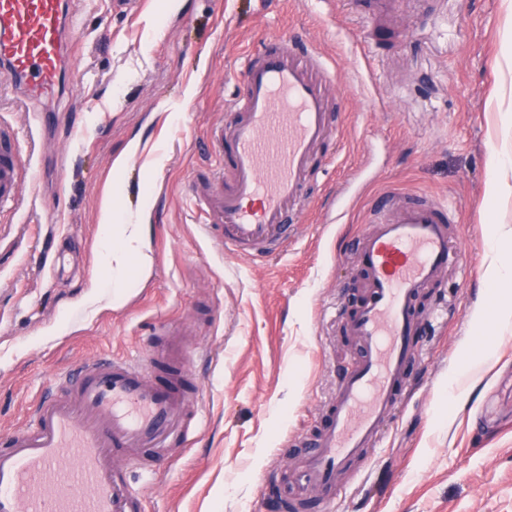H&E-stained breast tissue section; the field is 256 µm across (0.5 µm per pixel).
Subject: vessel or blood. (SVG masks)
I'll list each match as a JSON object with an SVG mask.
<instances>
[{
	"instance_id": "vessel-or-blood-1",
	"label": "vessel or blood",
	"mask_w": 512,
	"mask_h": 512,
	"mask_svg": "<svg viewBox=\"0 0 512 512\" xmlns=\"http://www.w3.org/2000/svg\"><path fill=\"white\" fill-rule=\"evenodd\" d=\"M75 28L65 0H0V88L28 106L59 97ZM318 57L286 40L250 52L241 92L227 106L231 120L210 131L219 165L190 193L206 233L226 252L256 260L288 246L316 150L338 133L326 81L305 65ZM22 178L12 134L0 128V208L15 205ZM454 220L429 196L397 206L385 197L375 206L373 229L356 246L367 290L341 319L359 357L331 395L322 430L290 456L277 488L283 501L329 504L341 472L378 441L420 355L414 304L442 281ZM169 360L154 349L136 358L97 356L76 378H64L68 399L47 393L37 400L29 425L0 437V512H140L131 472L155 476L197 423L184 387L188 371L155 379Z\"/></svg>"
}]
</instances>
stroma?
<instances>
[{
  "label": "stroma",
  "mask_w": 512,
  "mask_h": 512,
  "mask_svg": "<svg viewBox=\"0 0 512 512\" xmlns=\"http://www.w3.org/2000/svg\"><path fill=\"white\" fill-rule=\"evenodd\" d=\"M71 0L72 91L33 113L0 100L26 173L0 216V436L25 427L56 380L96 355L133 357L150 339L196 360L202 419L139 487L144 512H293L272 494L281 455L314 433L355 343L332 326L363 290L354 242L382 194L447 202L450 261L419 310L422 354L379 442L342 475L328 512H512V325L464 398L449 378L496 310L484 281L488 231L512 237V192L491 200L499 164L512 185V0ZM285 37L331 68L340 132L321 147L294 221L297 241L270 259L221 252L189 194L217 165L209 132L229 120L246 54ZM140 149L121 177L113 165ZM161 164L145 180L142 168ZM354 193L344 220L341 194ZM143 213L148 275L124 301L101 296V209Z\"/></svg>",
  "instance_id": "stroma-1"
}]
</instances>
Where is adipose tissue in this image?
<instances>
[{
  "instance_id": "1",
  "label": "adipose tissue",
  "mask_w": 512,
  "mask_h": 512,
  "mask_svg": "<svg viewBox=\"0 0 512 512\" xmlns=\"http://www.w3.org/2000/svg\"><path fill=\"white\" fill-rule=\"evenodd\" d=\"M103 237L101 248L106 266L119 275L120 287H127L124 275L130 260H138L140 268H147L148 257L143 251L140 219L136 216H119L111 204L102 208ZM488 286L493 289V301L499 306L501 323L512 322V265L501 254H493L484 274Z\"/></svg>"
}]
</instances>
